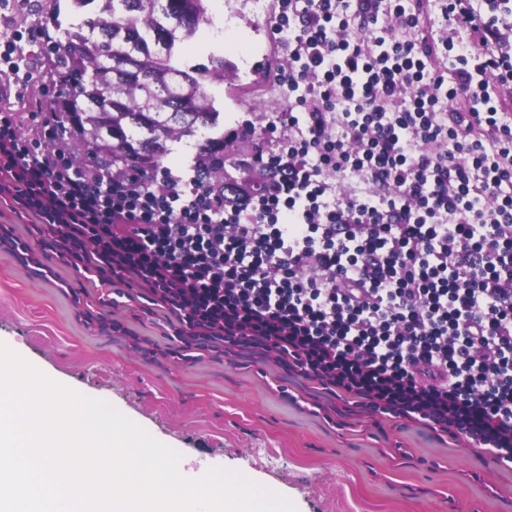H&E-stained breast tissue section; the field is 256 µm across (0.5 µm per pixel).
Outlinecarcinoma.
Wrapping results in <instances>:
<instances>
[{
	"label": "carcinoma",
	"instance_id": "obj_1",
	"mask_svg": "<svg viewBox=\"0 0 512 512\" xmlns=\"http://www.w3.org/2000/svg\"><path fill=\"white\" fill-rule=\"evenodd\" d=\"M74 12L94 4L96 18L61 28L58 0H33L45 15L43 42L52 43L47 76L71 89L59 111L96 162L124 171L155 173L170 154L168 142L196 146L199 175L213 180L239 166L224 138H207L220 112L207 87L224 83L229 64L178 62L201 25L215 26L209 0H69Z\"/></svg>",
	"mask_w": 512,
	"mask_h": 512
}]
</instances>
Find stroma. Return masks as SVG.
Returning a JSON list of instances; mask_svg holds the SVG:
<instances>
[{
    "instance_id": "obj_1",
    "label": "stroma",
    "mask_w": 512,
    "mask_h": 512,
    "mask_svg": "<svg viewBox=\"0 0 512 512\" xmlns=\"http://www.w3.org/2000/svg\"><path fill=\"white\" fill-rule=\"evenodd\" d=\"M234 45L224 84L208 86L221 133L239 157L264 144V128L288 109L268 94L288 49L274 31L275 8L253 0H211ZM38 276L0 249V342L51 379L107 400L155 439L181 453L185 468L222 467L290 499L297 512H512V469L461 438L443 442L419 424L369 412L350 414L314 383L288 375L273 358L199 352L183 360L163 317L128 303L104 308L160 353L80 318L101 292L83 275L45 261Z\"/></svg>"
}]
</instances>
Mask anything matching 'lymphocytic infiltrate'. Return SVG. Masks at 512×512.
<instances>
[{"label":"lymphocytic infiltrate","instance_id":"lymphocytic-infiltrate-1","mask_svg":"<svg viewBox=\"0 0 512 512\" xmlns=\"http://www.w3.org/2000/svg\"><path fill=\"white\" fill-rule=\"evenodd\" d=\"M278 0L287 111L239 195L78 160L0 36V204L66 266L175 317L184 350L257 349L354 406L512 468V0ZM358 179L363 192L343 191Z\"/></svg>","mask_w":512,"mask_h":512}]
</instances>
